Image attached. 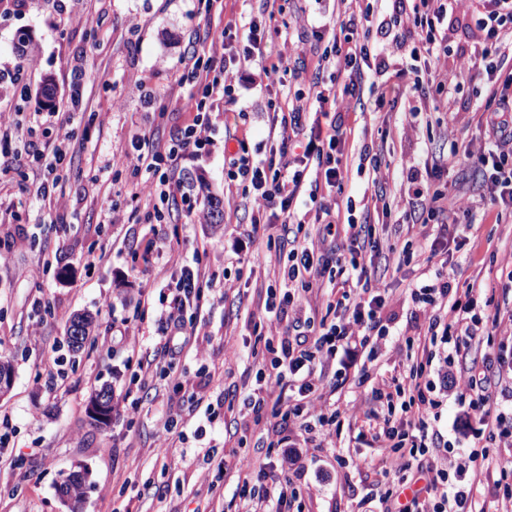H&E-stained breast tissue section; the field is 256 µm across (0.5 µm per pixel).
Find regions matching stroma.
<instances>
[{
    "label": "stroma",
    "mask_w": 512,
    "mask_h": 512,
    "mask_svg": "<svg viewBox=\"0 0 512 512\" xmlns=\"http://www.w3.org/2000/svg\"><path fill=\"white\" fill-rule=\"evenodd\" d=\"M259 6V0H223L207 13L198 0H85L88 20L73 26L58 25L53 0H26L19 15L0 11V111L13 113L17 123L0 145L19 152L28 139L44 137L10 78L19 63L20 34L32 41L35 68L28 84L38 91L44 79L54 82L52 111L69 109L76 68L85 72L89 100L69 126V166L15 168L0 182V211L10 215L8 223H0V251L10 255L9 263L0 265V355L11 360L14 370L11 391L0 397V414L9 422L0 437V512H123L135 494L140 512H243L236 472L217 479L215 461L244 454L261 460L267 452V427L255 424L241 400L255 385L249 375L253 324L264 315L280 240L273 228L270 247L257 252L248 246L239 257L233 253L232 235L237 225L248 223L250 204L226 176L237 145L224 138L232 133L255 147L271 130L268 100L288 111L296 95L307 91L319 59L309 23L290 24L286 38L267 44L274 56L282 48L290 50L285 84L268 87L260 67L246 65V87L235 111L214 103L206 114L211 144L177 164L173 178L195 211H203L208 195L223 197L222 223L185 225L177 219L151 229L144 222L147 198L130 199L136 184L150 175L126 170L120 157L136 134L147 132L163 143L186 124L188 115L177 100L184 93L182 59L194 30L218 31L225 20H249ZM383 42L386 68L364 75L360 105L340 104L335 112L346 136L350 173L345 192L358 198L372 188L371 175L357 171L361 155L378 153L389 161L395 173L389 190L395 195L418 162L423 142L439 150L446 138L465 145L484 135L478 113L469 110L458 113L452 130H444L447 116L431 98L408 95L394 109H376L381 93L395 83L396 71L405 68L411 39L406 29L393 28ZM413 108L427 116L428 125L415 122L409 114ZM43 177L54 182L56 203L35 199L34 185ZM154 234L163 256L147 271L141 253ZM509 251L512 219L499 224L486 219L450 244L448 265L459 285L477 282L500 304L512 295L501 287L492 255ZM103 253L108 261H100ZM425 263L420 256L377 272V285L387 297L383 316L403 335L380 346V371L402 370L405 337L426 325L406 292ZM195 264L204 273V296L191 317L199 333L197 350L157 358L152 385L161 398L96 427L88 414L94 389L110 384L116 397L129 402L144 395L139 364L152 353L158 328L157 313L147 303L158 300L161 289L174 287L182 266ZM82 312L96 318L97 346L75 353L66 343L67 320ZM124 320L140 338L136 348L112 340L113 327ZM228 352L239 358L230 368L224 365ZM175 373L201 384L206 406L184 417L179 438L166 448L160 418L168 400L181 398L171 379ZM367 392V386L348 381L327 394V402L341 411L330 435L334 452L303 442L289 449L288 476L297 488L300 512H380L384 488L367 464L372 450L353 427L364 416ZM436 427L454 451L431 449L429 460L467 464L470 423L455 402L444 406ZM74 472L85 476V495L75 510L59 491ZM213 480L216 493L206 495L204 488Z\"/></svg>",
    "instance_id": "35a3bbf8"
}]
</instances>
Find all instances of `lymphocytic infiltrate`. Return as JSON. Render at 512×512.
Instances as JSON below:
<instances>
[{
  "label": "lymphocytic infiltrate",
  "mask_w": 512,
  "mask_h": 512,
  "mask_svg": "<svg viewBox=\"0 0 512 512\" xmlns=\"http://www.w3.org/2000/svg\"><path fill=\"white\" fill-rule=\"evenodd\" d=\"M392 10L404 15L415 40L410 51L413 65L403 71L408 84H393L386 96L396 99L405 88L421 97L435 93L441 97L443 111L450 113L465 85L482 82L487 94L477 110L485 136L463 150L452 140L447 152H428L410 176L413 187L401 198L400 209L404 223L419 225L420 230L406 245L411 252L434 259L427 283L416 284L411 291L413 302L428 317L422 336L416 339L422 357L402 372L372 382L366 374L358 375V383L370 385L360 435L378 448L374 467L384 479L409 469L411 459L426 455L428 449L447 447L440 431L429 428L432 415L442 405L431 378L432 363L437 345H445L447 353L441 360L456 373V401L477 423L478 447L469 456L472 466H445L420 488L405 480L387 489L386 512H478L472 489L479 484L487 486L503 512H512V462L494 473L487 466L492 447L512 445V424H507L501 408L502 370L485 355L496 337L512 335V306L490 308L483 289L472 285L450 288L446 275L448 241L462 218L477 208L498 220L512 217V73L503 72L505 63L512 62V0H392ZM346 11L348 21L341 24V36L333 41L334 54H322L321 60L347 73L349 83L339 87L315 74L306 102L288 112H274L272 121L282 133L271 145L269 157L254 159L248 151H241L230 174L251 203L244 236L257 240L267 226L277 224L289 244L287 263L277 269L286 290L281 294L272 288L266 291L265 309L275 321L259 341L272 358L256 365L259 393L252 402L258 416L267 404L275 406L269 442L273 449L287 447V433L292 429L308 431L315 425L335 424L339 412L324 405L326 382L317 370L335 356L337 346L356 345L370 351L389 334L382 315L385 299L370 282L374 261L380 256L375 227L365 219L351 218L342 224L336 217V198L345 196V136L329 120L327 107L356 98L358 75L380 69L384 53L373 36L374 9L350 0ZM282 14L278 0H262L259 17L249 20L240 45L232 43L238 29L233 19L221 31L193 39L180 78L190 88L183 109L192 113V121L177 129L165 146L147 136L137 139L124 154L126 166L171 170L182 156L208 145L211 129L201 114L218 99L228 106L238 104L245 63L260 65L270 85L282 84L288 74L287 53H280L273 63L266 54L268 40L281 33ZM458 14L465 21V42L458 50L473 57L472 66L444 65L417 76L415 62L440 59ZM307 127L312 130L310 137L300 139ZM463 159L485 172L478 196L448 195L441 183L449 164ZM345 198L347 210H355L354 197ZM302 203L315 212L317 236L309 244L299 241L303 224L294 218ZM351 269L358 271L361 286L342 290L336 299L327 301L320 317H290V308L306 293L320 287L324 279L344 277ZM202 278L200 268L183 267L175 288L170 289L171 300L159 311L163 334L156 347L160 353L172 354L177 345L190 344L193 334L185 316L198 305ZM233 468L244 476L239 494L249 512H294L296 489L272 457L258 460L244 455L235 460Z\"/></svg>",
  "instance_id": "f902f5d3"
}]
</instances>
